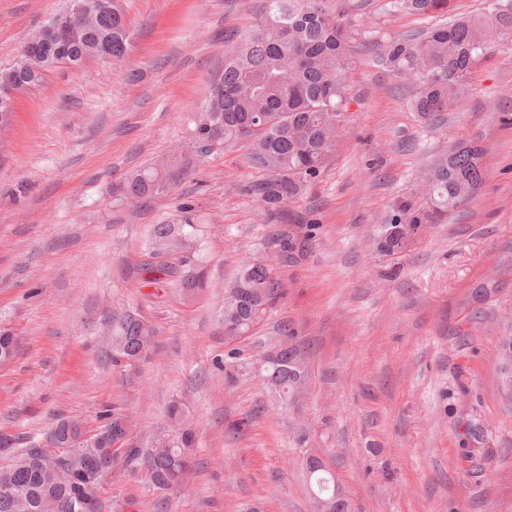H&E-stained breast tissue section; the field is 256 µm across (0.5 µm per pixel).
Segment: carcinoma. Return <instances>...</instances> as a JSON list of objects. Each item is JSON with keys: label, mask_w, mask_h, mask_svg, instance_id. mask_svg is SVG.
Wrapping results in <instances>:
<instances>
[{"label": "carcinoma", "mask_w": 512, "mask_h": 512, "mask_svg": "<svg viewBox=\"0 0 512 512\" xmlns=\"http://www.w3.org/2000/svg\"><path fill=\"white\" fill-rule=\"evenodd\" d=\"M91 7L82 20L79 41L56 37L66 25V10L54 14L26 43L31 55L0 69V88L17 93L39 86L46 75L70 65L76 67L103 53L122 59L130 46V29L116 0H86ZM389 10L442 12L448 0H389ZM361 24L352 17L350 0H264L260 23L233 42L224 55L209 97L194 119L191 153H171L133 172L119 186L120 199H146L167 192L188 174L191 156H203L230 145L244 144L253 165L263 172L248 194L271 219L285 218L286 206L306 194L336 155L347 132L351 102L347 75L354 64V41ZM512 36V0H491L486 13L454 18L419 36L400 35L380 45L384 67L410 96L411 106L425 121L459 102L472 66L495 43ZM485 147L472 139L440 154L425 169L411 193L392 202L380 251L407 248L424 224H445L448 215L467 204L486 178ZM153 250L169 251L187 243L172 224H156L151 231ZM140 279L162 286L176 271L149 262L136 268ZM201 270L182 276L188 295L203 286ZM280 294L272 269L246 262L224 288L221 307L229 337L248 336ZM112 362L141 360L155 348V329L136 314L109 320ZM279 353L268 363L266 384L278 397L296 404L305 393L307 361L293 343L288 327L281 329ZM167 422L157 428L142 448L128 442L125 459L155 490L165 493L190 478L196 461L194 432L181 403H171ZM85 433L82 422L61 416L45 439L58 435L77 440ZM0 454L10 462L0 466V512H45L72 500L88 503L100 512L103 477L96 470L112 468L104 446L82 441L59 462L51 454L31 459L19 438L0 435ZM309 512H336V477L323 467L310 468Z\"/></svg>", "instance_id": "carcinoma-1"}]
</instances>
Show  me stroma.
I'll list each match as a JSON object with an SVG mask.
<instances>
[{
	"instance_id": "1",
	"label": "stroma",
	"mask_w": 512,
	"mask_h": 512,
	"mask_svg": "<svg viewBox=\"0 0 512 512\" xmlns=\"http://www.w3.org/2000/svg\"><path fill=\"white\" fill-rule=\"evenodd\" d=\"M368 22L349 73L350 133L299 201L300 223L272 220L244 187L260 170L240 144L196 158L170 191L132 209L114 188L188 142L224 66L228 36L247 35L261 0H119L131 31L121 60L48 73L15 101L0 134V328L17 338L0 366V434L41 442L56 416L100 426L111 409L147 441L182 400L198 467L160 493L117 461L103 512H307L303 459L322 454L360 512H512V385L499 339L512 336V42L472 67L459 105L418 118L376 46L490 0L447 12H387L352 0ZM66 0H0V69ZM481 137L487 177L447 223L402 252L378 251L391 201L464 139ZM195 239L207 286L183 294L131 279L154 254L150 229ZM308 240L286 258L281 242ZM283 283L252 335L224 334L225 285L243 263ZM136 312L156 329L147 360L114 365L104 333ZM289 327L307 352L306 392L283 409L255 370Z\"/></svg>"
}]
</instances>
